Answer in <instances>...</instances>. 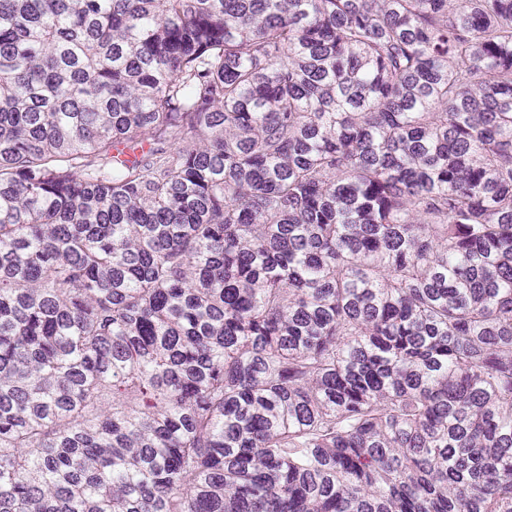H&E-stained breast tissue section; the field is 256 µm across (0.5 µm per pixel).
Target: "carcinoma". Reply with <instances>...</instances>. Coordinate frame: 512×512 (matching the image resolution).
Here are the masks:
<instances>
[{
  "instance_id": "1",
  "label": "carcinoma",
  "mask_w": 512,
  "mask_h": 512,
  "mask_svg": "<svg viewBox=\"0 0 512 512\" xmlns=\"http://www.w3.org/2000/svg\"><path fill=\"white\" fill-rule=\"evenodd\" d=\"M0 512H512V0H0Z\"/></svg>"
}]
</instances>
